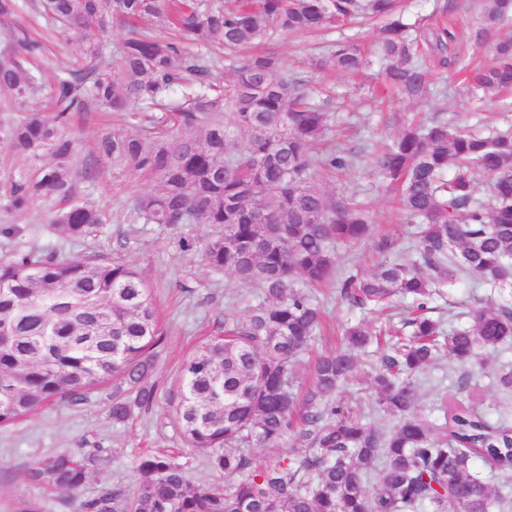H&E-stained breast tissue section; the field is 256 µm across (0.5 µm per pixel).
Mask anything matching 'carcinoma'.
<instances>
[{"label":"carcinoma","mask_w":512,"mask_h":512,"mask_svg":"<svg viewBox=\"0 0 512 512\" xmlns=\"http://www.w3.org/2000/svg\"><path fill=\"white\" fill-rule=\"evenodd\" d=\"M41 16L59 33L83 41L85 64L62 71L44 99L42 69L24 58L41 46L21 29L3 43L0 92L24 117L0 127V143L24 155L30 169L0 187V208L21 211L38 198L66 206L51 219L70 240L105 223L83 201L78 179L95 170L74 167L78 142L64 131L69 117L95 102L143 122L140 135L104 130L97 161H109L158 184L136 196L131 224H210L216 235L200 248L214 270L261 288L249 315L201 345L183 363L175 417L189 447L231 478L222 487L193 484L165 454L140 458L131 492L103 491L80 503L81 512H505L506 498L473 473L482 463L512 472V423L494 422L457 400L436 425L416 410L418 376L447 354L469 371L465 390L487 370L486 354L512 342V135L472 133L451 122L402 126L376 159L385 187L418 223L417 257L351 275L341 293L359 307L412 298L401 326L371 377L379 410L394 421L386 433L336 400L375 336L349 327L343 348L316 358L312 384L298 401L299 356L322 322L300 284L319 286L336 270V244H354L372 231L365 211L344 196L313 185L317 169L348 170L360 153L330 147L314 161L312 147L326 135L330 113L309 99L304 80L283 72L272 51L246 57L233 81L219 85L196 55L174 40L133 31L112 69L101 66L96 32L116 21L157 18L202 47L237 49L263 38L269 27L310 33L355 18L380 19L385 81L410 102H429L430 71L415 58L399 0H236L233 8L195 0H38ZM488 7L468 34L490 44L492 59L474 71L472 86L486 95L512 90V39L497 38L512 0ZM455 32L442 25L425 38L430 55L448 68ZM336 69L356 73L367 61L351 41L338 42ZM184 92L171 116H157L167 97ZM233 129L224 127L226 101ZM50 161H44V158ZM489 177L476 197V176ZM475 278L497 292L468 311L470 323L445 331L426 315L433 294ZM162 332L148 284L131 266L99 255L46 258L35 249L0 257V427L15 425L54 399H70L114 377L115 422L156 401L147 383ZM291 446L288 457L257 462L250 448ZM102 456L62 451L33 462L29 483L73 495ZM375 483H370L372 475Z\"/></svg>","instance_id":"1"}]
</instances>
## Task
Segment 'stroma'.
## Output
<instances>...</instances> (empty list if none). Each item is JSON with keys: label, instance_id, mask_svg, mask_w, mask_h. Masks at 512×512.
Here are the masks:
<instances>
[{"label": "stroma", "instance_id": "obj_1", "mask_svg": "<svg viewBox=\"0 0 512 512\" xmlns=\"http://www.w3.org/2000/svg\"><path fill=\"white\" fill-rule=\"evenodd\" d=\"M36 0H25L20 13L0 21V39L9 30L25 28L31 37L42 40L56 67H78L82 44L73 40L59 42L34 7ZM410 37L440 24H448L458 35L455 51L462 60L477 64L490 58L488 49L474 46L465 35L484 8L483 0H404ZM378 24H347L329 28L319 34L288 36L273 33L266 46L276 52L288 75L307 79L314 88L315 103H327L331 113L330 141L351 151L361 152L359 166L337 177L320 173L316 186L326 192L352 197L369 209L374 221L372 236L361 243L337 246L336 277L344 279L354 273H371L382 262H409L415 257L411 227L399 213L392 194L381 189L375 168L376 151L398 134L396 116L420 121L431 119L428 107L394 97H383L384 64L378 61ZM354 40L373 59L370 69L349 75L332 64L316 66L317 49L339 41ZM431 88L446 115L465 130L483 132L493 128L512 132V112L504 111L496 96L475 98L464 76L454 68H434ZM122 133L140 132L138 120H117L111 112L89 105L73 113L68 130L82 144L80 160L92 158L95 139L101 129ZM155 183L125 173L111 164H101L94 180L80 181L79 191L87 200L108 215L92 234L81 240H67L49 227L59 209L54 199H38L21 212L0 209V224L19 228V235H0V256L31 247L58 249L62 254L80 259L101 252L122 259L137 269L150 285L157 307L164 339L158 348L155 369L149 378L157 389L153 407L127 424L112 421L110 407L113 386L103 383L85 400L62 401L48 405L30 418L0 429V512H14L19 499L38 500L42 512H76L77 500H86L100 491L133 490L138 479V460L148 453H165L183 465L192 483H223L222 475L212 471L204 454L188 448L174 421L172 411L180 399V368L183 361L207 337L219 336L224 325L243 319L257 301V288L232 273L216 272L204 265L197 252L182 251L178 241L186 237L198 242L212 237L213 226L186 224L171 228L162 224H130L125 214L136 195L154 191ZM489 293L478 281L460 280L453 289L434 296L430 316L450 319L452 327L466 325L467 311L487 300ZM314 302L328 325L326 335L316 337L312 351L336 344L342 330L357 322L376 327L386 319L385 313L360 309L342 299L337 284L316 292ZM490 369L476 373L461 398L468 405L491 418H511L512 408L500 410L502 399L492 373L512 368V344L500 347L488 357ZM462 367L448 359L426 368L417 389V409L430 420L442 421L438 402L443 392L451 390ZM89 448L107 451L104 464L94 471L77 500L47 493L25 478L27 467L35 460L61 451L82 452Z\"/></svg>", "mask_w": 512, "mask_h": 512}]
</instances>
